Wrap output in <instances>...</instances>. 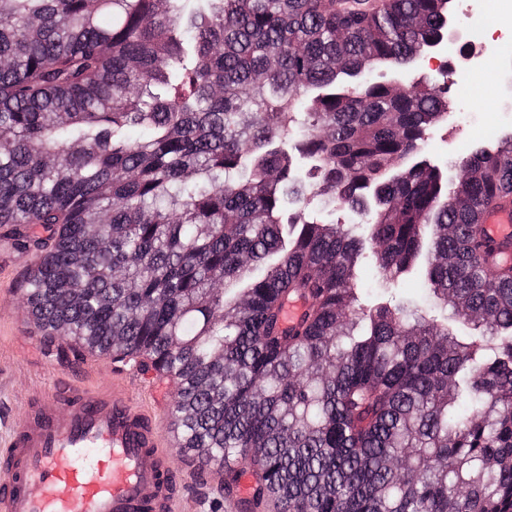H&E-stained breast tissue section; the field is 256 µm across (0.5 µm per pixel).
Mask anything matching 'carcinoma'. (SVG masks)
<instances>
[{"mask_svg":"<svg viewBox=\"0 0 512 512\" xmlns=\"http://www.w3.org/2000/svg\"><path fill=\"white\" fill-rule=\"evenodd\" d=\"M453 7L0 0V228L41 255L30 314L175 377L181 447L226 496L246 465L278 512H512V266L479 261L512 135L448 180V89L415 68ZM417 270L422 314L396 296ZM308 307L309 301L304 297L295 296L288 298V301L283 304L281 309L280 317L284 326L290 329L294 328L299 323Z\"/></svg>","mask_w":512,"mask_h":512,"instance_id":"carcinoma-1","label":"carcinoma"}]
</instances>
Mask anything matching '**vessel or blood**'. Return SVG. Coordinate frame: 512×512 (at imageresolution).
<instances>
[{"mask_svg": "<svg viewBox=\"0 0 512 512\" xmlns=\"http://www.w3.org/2000/svg\"><path fill=\"white\" fill-rule=\"evenodd\" d=\"M480 224L497 245L485 264L512 263V202L486 207ZM308 307L304 297L289 298L284 326L295 327ZM59 397L65 410L27 412L0 456L9 475L0 512H171L162 433L128 388L72 385Z\"/></svg>", "mask_w": 512, "mask_h": 512, "instance_id": "vessel-or-blood-1", "label": "vessel or blood"}]
</instances>
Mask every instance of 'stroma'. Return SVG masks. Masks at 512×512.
Here are the masks:
<instances>
[{
  "instance_id": "35a3bbf8",
  "label": "stroma",
  "mask_w": 512,
  "mask_h": 512,
  "mask_svg": "<svg viewBox=\"0 0 512 512\" xmlns=\"http://www.w3.org/2000/svg\"><path fill=\"white\" fill-rule=\"evenodd\" d=\"M467 38L463 20H456L448 31L444 54L452 64L448 100L457 111L458 127H466L469 135L462 138L456 130L445 128L432 135L430 152L443 163L486 142L488 133L501 136L512 132V51L498 56L495 78L475 77L470 63L461 57ZM36 262L35 254L19 250L14 242L0 248V449L6 446L33 394H40L46 405L55 407L59 401L52 392L58 383L108 381L117 369L128 373L140 411L154 415L163 432H170V408L177 393L174 380L158 381L154 371L143 370L136 362L117 364L88 351L77 358L65 357L43 342L22 290V282ZM167 450L170 472L177 483L173 512H219L224 504L223 470L200 468L176 441H169Z\"/></svg>"
}]
</instances>
